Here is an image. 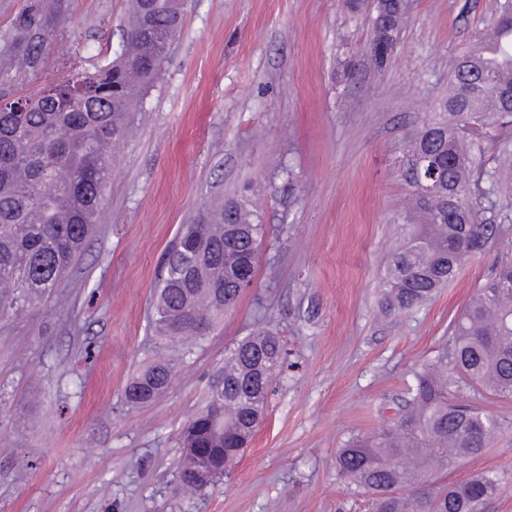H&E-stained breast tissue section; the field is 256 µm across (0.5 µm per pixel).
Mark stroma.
Segmentation results:
<instances>
[{"mask_svg":"<svg viewBox=\"0 0 512 512\" xmlns=\"http://www.w3.org/2000/svg\"><path fill=\"white\" fill-rule=\"evenodd\" d=\"M496 0H413L382 70L365 56L367 12L344 0H185L181 32L112 163V189L81 261L27 314L0 319V512H361L336 469L349 439L388 427L451 320L512 253V223L410 316L378 314L381 277L403 235L399 148L448 82V61L492 20ZM41 10L23 63L20 17ZM124 0H0V94L33 93L108 62ZM354 56L352 79L340 62ZM269 234L245 291L166 393L127 408L152 357L150 306L181 225L228 199ZM287 362L241 460L186 507L173 473L179 431L204 404L224 350L256 326ZM485 453L452 482L497 473L481 512H512V402Z\"/></svg>","mask_w":512,"mask_h":512,"instance_id":"1","label":"stroma"}]
</instances>
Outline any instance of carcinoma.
Wrapping results in <instances>:
<instances>
[{
    "label": "carcinoma",
    "mask_w": 512,
    "mask_h": 512,
    "mask_svg": "<svg viewBox=\"0 0 512 512\" xmlns=\"http://www.w3.org/2000/svg\"><path fill=\"white\" fill-rule=\"evenodd\" d=\"M371 12L368 60L382 69L409 12L406 0H345ZM183 18V0H127L122 48L115 59L42 86L30 96H0V315L18 316L60 287L80 260L112 185V147L132 134L130 113L159 78ZM35 14L19 22L28 53ZM438 109L406 141L399 171L409 188L407 233L382 277L380 313L403 317L429 302L482 252L497 225L477 220L480 206L504 209L512 221V143L484 156L478 137L512 116V0H498L492 22L476 32L448 67ZM429 163L419 172V155ZM59 169L67 179L54 181ZM267 231L252 210L234 202L206 208L181 225L163 260L151 327L161 354L128 382L134 408L151 390L170 385L180 357L224 320L255 276L257 248ZM286 356L269 328L224 350V389L209 383L199 413L181 430L176 481L197 497L194 468L208 462L216 479L240 458L257 427L256 401H267ZM512 400V258L476 289L450 326L436 358L414 373L393 426L340 449V475L365 495V512H481L499 488L481 471L446 481L448 469L481 456L498 417L481 401Z\"/></svg>",
    "instance_id": "carcinoma-1"
}]
</instances>
